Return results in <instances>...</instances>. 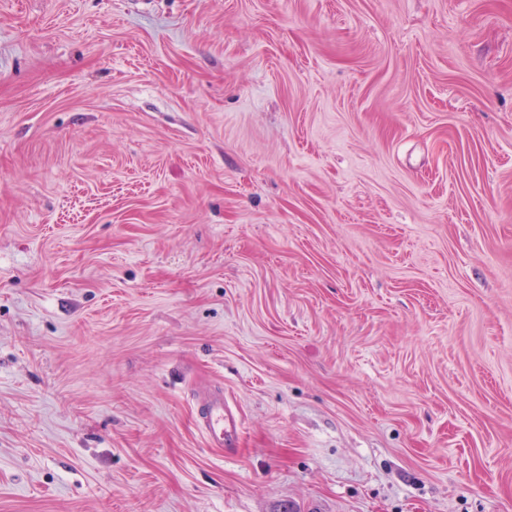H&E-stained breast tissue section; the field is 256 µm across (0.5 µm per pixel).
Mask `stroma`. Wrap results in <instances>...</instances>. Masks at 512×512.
I'll list each match as a JSON object with an SVG mask.
<instances>
[{
	"label": "stroma",
	"mask_w": 512,
	"mask_h": 512,
	"mask_svg": "<svg viewBox=\"0 0 512 512\" xmlns=\"http://www.w3.org/2000/svg\"><path fill=\"white\" fill-rule=\"evenodd\" d=\"M0 512H512V0H0ZM197 418L206 446L210 448H238L240 422L224 404V390L203 386L196 390Z\"/></svg>",
	"instance_id": "1"
}]
</instances>
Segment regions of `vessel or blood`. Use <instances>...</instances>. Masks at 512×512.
<instances>
[{"label": "vessel or blood", "mask_w": 512, "mask_h": 512, "mask_svg": "<svg viewBox=\"0 0 512 512\" xmlns=\"http://www.w3.org/2000/svg\"><path fill=\"white\" fill-rule=\"evenodd\" d=\"M197 418L207 447L235 448L240 442V423L224 403V391L203 386L196 391Z\"/></svg>", "instance_id": "obj_1"}]
</instances>
